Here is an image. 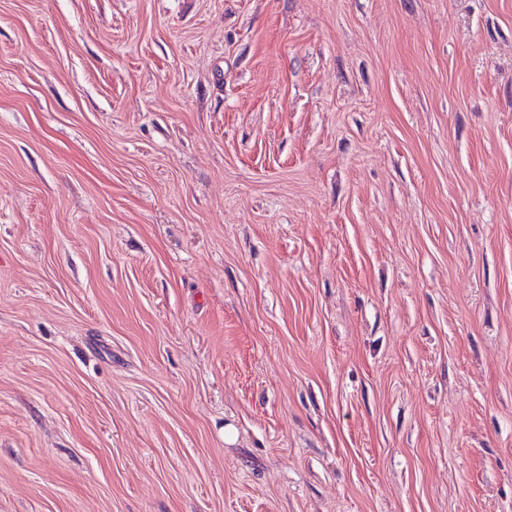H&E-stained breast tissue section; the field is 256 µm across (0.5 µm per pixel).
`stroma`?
Returning <instances> with one entry per match:
<instances>
[{"mask_svg":"<svg viewBox=\"0 0 512 512\" xmlns=\"http://www.w3.org/2000/svg\"><path fill=\"white\" fill-rule=\"evenodd\" d=\"M0 512H512V0H0Z\"/></svg>","mask_w":512,"mask_h":512,"instance_id":"35a3bbf8","label":"stroma"}]
</instances>
